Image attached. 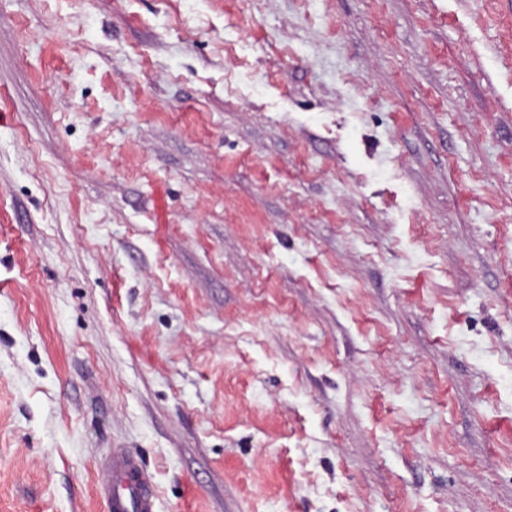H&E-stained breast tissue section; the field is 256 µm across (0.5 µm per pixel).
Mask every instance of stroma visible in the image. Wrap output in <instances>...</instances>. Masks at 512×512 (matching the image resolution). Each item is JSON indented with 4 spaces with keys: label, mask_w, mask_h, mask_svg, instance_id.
Here are the masks:
<instances>
[{
    "label": "stroma",
    "mask_w": 512,
    "mask_h": 512,
    "mask_svg": "<svg viewBox=\"0 0 512 512\" xmlns=\"http://www.w3.org/2000/svg\"><path fill=\"white\" fill-rule=\"evenodd\" d=\"M512 512V0H0V512ZM146 484L144 470L135 458L112 453L103 485L111 512H155V494Z\"/></svg>",
    "instance_id": "1"
}]
</instances>
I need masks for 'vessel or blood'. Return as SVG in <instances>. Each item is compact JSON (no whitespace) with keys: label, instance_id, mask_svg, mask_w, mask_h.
Instances as JSON below:
<instances>
[{"label":"vessel or blood","instance_id":"vessel-or-blood-1","mask_svg":"<svg viewBox=\"0 0 512 512\" xmlns=\"http://www.w3.org/2000/svg\"><path fill=\"white\" fill-rule=\"evenodd\" d=\"M139 462L122 453L112 454L104 490L111 512H155V495Z\"/></svg>","mask_w":512,"mask_h":512}]
</instances>
